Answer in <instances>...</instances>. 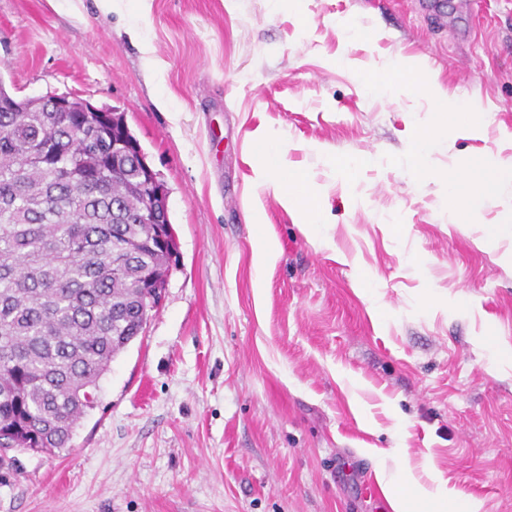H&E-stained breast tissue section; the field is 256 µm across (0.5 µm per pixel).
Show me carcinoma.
I'll use <instances>...</instances> for the list:
<instances>
[{"label": "carcinoma", "instance_id": "obj_1", "mask_svg": "<svg viewBox=\"0 0 512 512\" xmlns=\"http://www.w3.org/2000/svg\"><path fill=\"white\" fill-rule=\"evenodd\" d=\"M0 81V443L71 447L99 381L166 284V224H146L138 167L112 168L105 112H56Z\"/></svg>", "mask_w": 512, "mask_h": 512}]
</instances>
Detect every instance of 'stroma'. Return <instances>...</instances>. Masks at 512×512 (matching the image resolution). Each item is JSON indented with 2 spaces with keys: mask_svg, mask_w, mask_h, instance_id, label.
I'll use <instances>...</instances> for the list:
<instances>
[{
  "mask_svg": "<svg viewBox=\"0 0 512 512\" xmlns=\"http://www.w3.org/2000/svg\"><path fill=\"white\" fill-rule=\"evenodd\" d=\"M397 56L490 115L436 165L512 155V0H0V83L123 113L176 242L71 447L0 468V512H392L382 465L512 512V371L485 346L512 350V267L389 163L430 104L358 73ZM264 135L319 187L328 244L260 178ZM332 156L362 158L353 189Z\"/></svg>",
  "mask_w": 512,
  "mask_h": 512,
  "instance_id": "1",
  "label": "stroma"
}]
</instances>
